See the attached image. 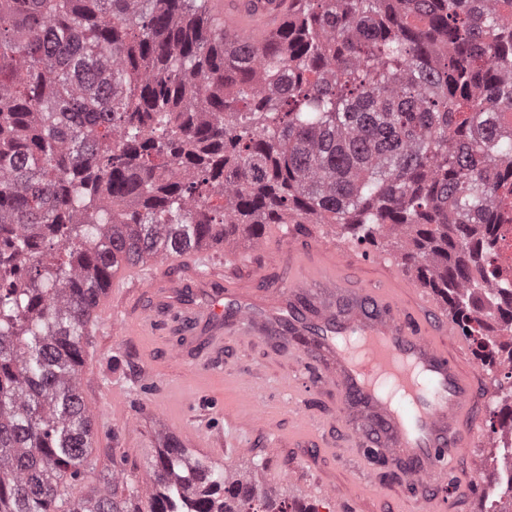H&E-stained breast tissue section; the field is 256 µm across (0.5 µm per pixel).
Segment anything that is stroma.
<instances>
[{
	"label": "stroma",
	"instance_id": "obj_1",
	"mask_svg": "<svg viewBox=\"0 0 512 512\" xmlns=\"http://www.w3.org/2000/svg\"><path fill=\"white\" fill-rule=\"evenodd\" d=\"M332 241L346 245L355 256L354 262L340 270L346 287L383 284V269L387 266L401 283L422 284L416 271L405 263L400 248L387 238L360 242L334 224L281 225L278 238H267L262 243L279 253L278 262L272 265L261 263L252 240L237 239L213 248L211 256L199 264L198 273L204 278L221 276L230 286H246L259 272L268 285L275 286L287 279L291 254L298 252L316 261L320 244ZM130 312V306L123 303L113 307L111 323L92 329L85 348L84 363L95 367L96 372L83 385L84 402L96 422L99 439L93 449L96 469L72 488L75 497L106 486L117 473L128 482L138 483L155 463L166 439L176 432L165 424L159 411L176 384L178 363L169 350L181 346L184 339L173 334L166 321L161 322L157 337L114 333V324ZM303 361L298 350L261 338L225 337L224 357L213 361L209 375L184 382L180 429L214 440L210 449L189 448V458L229 462L242 472L257 470L263 488L284 494L300 512H334L335 501L313 490V477L318 474L344 483L357 456L336 414L335 390L314 388L302 402L294 401L291 390L303 374ZM244 389L251 392L254 404L266 415L263 432L245 433L224 421L225 409L238 407L239 393ZM117 390L126 396V409L121 414L112 408V394ZM479 411L482 423L477 440L482 477L450 497L448 512H487L489 508L488 494L494 482L487 464L497 453L491 429L498 414L487 402ZM273 442L283 446L282 457L267 454Z\"/></svg>",
	"mask_w": 512,
	"mask_h": 512
}]
</instances>
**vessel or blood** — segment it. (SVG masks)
Here are the masks:
<instances>
[{
  "label": "vessel or blood",
  "mask_w": 512,
  "mask_h": 512,
  "mask_svg": "<svg viewBox=\"0 0 512 512\" xmlns=\"http://www.w3.org/2000/svg\"><path fill=\"white\" fill-rule=\"evenodd\" d=\"M297 0H208L206 14L227 45H256L277 31ZM329 256L321 266L295 259L288 282L254 290L190 278L163 282L158 266L188 268L203 251L179 244L161 256L122 261L109 282L94 285L86 311L88 325L110 320L113 303L140 306L124 335L156 332L160 318L173 321L199 361L183 366L182 378H199L221 355L224 336L263 338L288 345L297 336L310 345L304 355L317 368L322 385L335 388L338 412L358 457L378 456L413 490V499L445 512L448 491L459 475L457 456L470 454L471 431L480 420L472 404L482 391L479 375L467 372L460 354L446 342L455 330L448 312L424 289L401 292L383 286L347 288L340 266L353 258L340 245L324 244ZM234 428L262 431L266 416L257 408L224 412ZM315 486L330 497L361 505L380 490L369 472L350 474L344 487L317 478Z\"/></svg>",
  "instance_id": "b4317fda"
}]
</instances>
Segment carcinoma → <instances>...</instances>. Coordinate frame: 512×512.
<instances>
[{"instance_id":"carcinoma-1","label":"carcinoma","mask_w":512,"mask_h":512,"mask_svg":"<svg viewBox=\"0 0 512 512\" xmlns=\"http://www.w3.org/2000/svg\"><path fill=\"white\" fill-rule=\"evenodd\" d=\"M204 13L0 0V512H288L174 438L146 510L132 483L70 497L95 466L83 310L118 253L266 224L405 235L493 366L474 262L512 221V0H301L238 49Z\"/></svg>"}]
</instances>
